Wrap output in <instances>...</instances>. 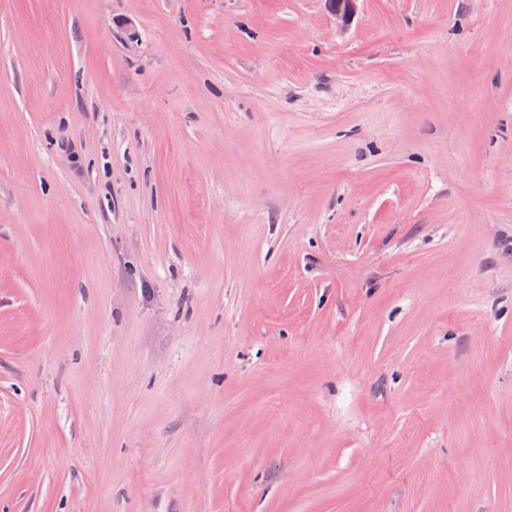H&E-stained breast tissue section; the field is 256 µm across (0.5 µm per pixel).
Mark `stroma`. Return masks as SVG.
<instances>
[{
	"instance_id": "stroma-1",
	"label": "stroma",
	"mask_w": 512,
	"mask_h": 512,
	"mask_svg": "<svg viewBox=\"0 0 512 512\" xmlns=\"http://www.w3.org/2000/svg\"><path fill=\"white\" fill-rule=\"evenodd\" d=\"M0 512H512V0H0Z\"/></svg>"
}]
</instances>
